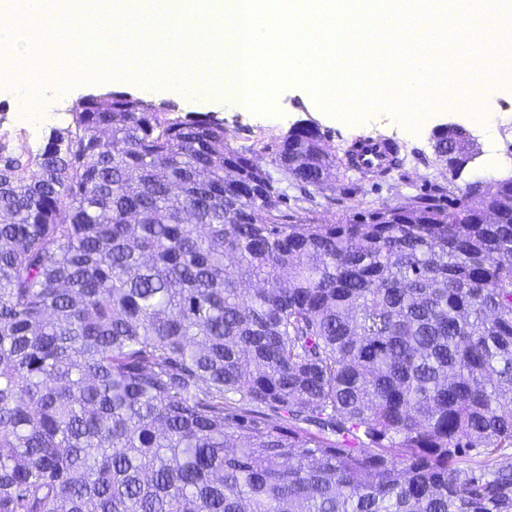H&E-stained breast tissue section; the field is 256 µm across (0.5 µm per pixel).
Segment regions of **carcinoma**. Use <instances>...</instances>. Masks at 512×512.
<instances>
[{"label":"carcinoma","mask_w":512,"mask_h":512,"mask_svg":"<svg viewBox=\"0 0 512 512\" xmlns=\"http://www.w3.org/2000/svg\"><path fill=\"white\" fill-rule=\"evenodd\" d=\"M265 149L123 92L0 132V512H512V178L319 220V129Z\"/></svg>","instance_id":"1"}]
</instances>
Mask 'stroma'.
<instances>
[{
	"mask_svg": "<svg viewBox=\"0 0 512 512\" xmlns=\"http://www.w3.org/2000/svg\"><path fill=\"white\" fill-rule=\"evenodd\" d=\"M128 92L148 102L173 105L181 113L216 112L224 120L231 143L237 147L256 148V160L262 165L269 162L270 155L259 150V142L272 141L297 123L316 124L328 144L340 155L355 141L377 133L404 147L407 155L404 166L379 180L367 181L358 171L339 167L331 187L317 197L315 214L319 217L408 205L425 196L439 198L444 203L454 202L463 196L469 185L488 187V180L482 176L488 167L494 169L497 179L512 177V131L501 129L502 124L512 121V83L501 84L491 99L495 109L494 125L485 126L467 112L444 103L436 105L430 121L416 132L385 111L371 113L362 123L341 120L326 112L314 96L298 84L280 89L273 110L266 113L243 111L228 101L212 106L180 100L162 90L145 94L132 86ZM18 105L16 90L0 85V129L22 133L31 143L38 144L57 127L58 122L54 119L33 121L19 115ZM444 124H456L466 129L477 151L475 159L455 177L437 161L434 153L432 132Z\"/></svg>",
	"mask_w": 512,
	"mask_h": 512,
	"instance_id": "1",
	"label": "stroma"
}]
</instances>
